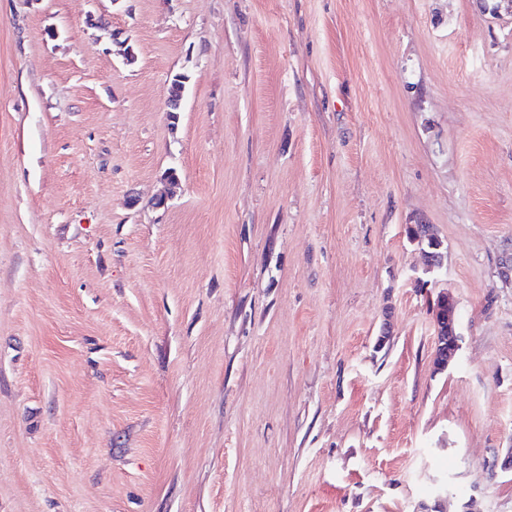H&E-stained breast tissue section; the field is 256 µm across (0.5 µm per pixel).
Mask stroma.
Masks as SVG:
<instances>
[{
	"mask_svg": "<svg viewBox=\"0 0 512 512\" xmlns=\"http://www.w3.org/2000/svg\"><path fill=\"white\" fill-rule=\"evenodd\" d=\"M511 449L512 0H0V512H512ZM415 229L417 231L418 238L420 240H423L425 238L429 243V248L431 250H433V251L428 252L429 255H428V257H426V266H425V271L433 272L435 269H438L442 264L441 255L438 252L440 245L436 241V239H433L432 237H430V236H433V234L431 233L430 225L419 224L415 227ZM435 325L434 364L437 370L444 371L459 350V335L455 326V306L448 293H441L437 301Z\"/></svg>",
	"mask_w": 512,
	"mask_h": 512,
	"instance_id": "obj_1",
	"label": "stroma"
}]
</instances>
